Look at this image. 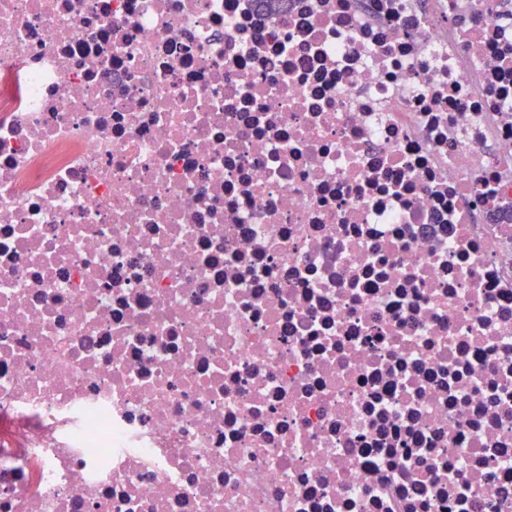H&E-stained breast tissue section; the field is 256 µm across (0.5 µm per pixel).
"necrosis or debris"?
I'll return each mask as SVG.
<instances>
[{
  "label": "necrosis or debris",
  "mask_w": 512,
  "mask_h": 512,
  "mask_svg": "<svg viewBox=\"0 0 512 512\" xmlns=\"http://www.w3.org/2000/svg\"><path fill=\"white\" fill-rule=\"evenodd\" d=\"M0 512H512V0H0Z\"/></svg>",
  "instance_id": "4bbe7bcc"
}]
</instances>
